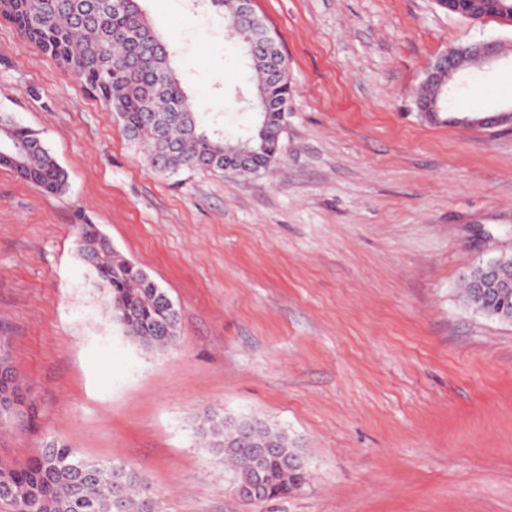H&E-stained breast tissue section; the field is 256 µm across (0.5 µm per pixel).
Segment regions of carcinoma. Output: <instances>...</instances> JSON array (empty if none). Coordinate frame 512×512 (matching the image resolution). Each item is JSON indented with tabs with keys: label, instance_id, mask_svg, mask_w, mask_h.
<instances>
[{
	"label": "carcinoma",
	"instance_id": "1",
	"mask_svg": "<svg viewBox=\"0 0 512 512\" xmlns=\"http://www.w3.org/2000/svg\"><path fill=\"white\" fill-rule=\"evenodd\" d=\"M113 0H0V16L14 24L23 39L70 70L92 96L118 114L123 130L135 145L147 148L151 165L164 175L182 169L224 172V151L255 153L254 163L231 168L234 175L266 170L280 153L288 122L293 88L288 79L267 84V56L277 45H256L257 34L247 22L227 29L240 42L255 86L252 110L263 112V97L276 96L283 112L257 120L242 138L226 139L205 128L193 111L187 93L170 65V53L154 32L137 0L116 10ZM4 136L28 146L21 158L0 147V164L49 193L64 189L67 173L38 134L0 114ZM76 244L83 261L96 273L97 288L113 322L133 343L149 351H166L178 340L179 314L168 295L143 269L129 262L102 238L93 224L75 225ZM467 302L482 313L512 321V289L496 297L465 280ZM205 446L231 463L238 478L259 472L260 500L288 496L309 479L304 459L280 428L262 423L257 438L275 445L257 458L253 448H236L240 421L212 408L195 414ZM155 494L143 473L122 463L101 464L80 456L59 439L46 442L22 466L0 464V503L10 512H145V498Z\"/></svg>",
	"mask_w": 512,
	"mask_h": 512
}]
</instances>
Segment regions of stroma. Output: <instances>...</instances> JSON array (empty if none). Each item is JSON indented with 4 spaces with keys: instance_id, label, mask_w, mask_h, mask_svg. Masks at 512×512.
<instances>
[{
    "instance_id": "stroma-1",
    "label": "stroma",
    "mask_w": 512,
    "mask_h": 512,
    "mask_svg": "<svg viewBox=\"0 0 512 512\" xmlns=\"http://www.w3.org/2000/svg\"><path fill=\"white\" fill-rule=\"evenodd\" d=\"M196 111L256 117L221 18L140 0ZM294 87L270 172H156L116 113L0 19V113L67 173L49 194L0 167V336L32 424L0 421V463L48 438L143 471L157 512H512V322L471 308L475 260L512 254V125L419 112L429 66L512 27L436 0H253ZM445 115L512 107V59L464 70ZM97 226L163 288L174 349L110 320L72 227ZM258 417L311 479L243 508L199 445L202 406Z\"/></svg>"
}]
</instances>
